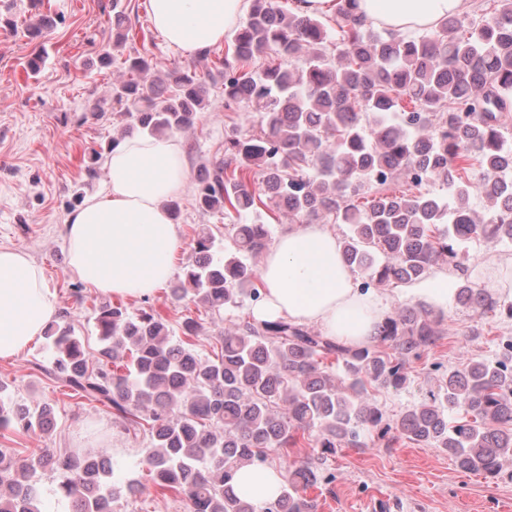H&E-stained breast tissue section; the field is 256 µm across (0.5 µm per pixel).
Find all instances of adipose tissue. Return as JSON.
<instances>
[{
  "instance_id": "obj_1",
  "label": "adipose tissue",
  "mask_w": 512,
  "mask_h": 512,
  "mask_svg": "<svg viewBox=\"0 0 512 512\" xmlns=\"http://www.w3.org/2000/svg\"><path fill=\"white\" fill-rule=\"evenodd\" d=\"M251 0H146L164 42L192 56L223 42ZM466 0H358L363 18L403 32L435 26L463 13ZM107 190L90 196L65 222L72 276L106 295L144 298L173 276L180 227L166 203L185 192L180 144L136 137L118 143L104 162ZM258 320L285 318L318 325L324 336L351 345L367 341L387 306L359 288L335 234L304 224L279 236L260 272ZM57 302L40 269L19 249L0 248V358L20 355L55 317ZM282 471L242 468L239 493L256 505L274 500Z\"/></svg>"
}]
</instances>
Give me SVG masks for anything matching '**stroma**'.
Wrapping results in <instances>:
<instances>
[{"mask_svg": "<svg viewBox=\"0 0 512 512\" xmlns=\"http://www.w3.org/2000/svg\"><path fill=\"white\" fill-rule=\"evenodd\" d=\"M133 23L131 37L121 47L112 42V0H0V246L27 252L41 269L46 285L57 300V323L74 325L77 335L93 329V305L104 297L90 286L80 285L68 270L66 215L98 193L105 177L103 155L112 146L126 118L109 98L114 74L126 59H148L156 77L166 78L176 69H209L223 56L225 44L210 49L209 56L183 55L166 45L154 30L145 0H124ZM54 20L44 39L24 36L25 26L41 16ZM112 54L111 66H101L103 50ZM43 56L40 71L29 61ZM241 111L224 107V79L215 76L208 85V104L195 126L180 134L188 175L200 165L224 158V130L242 123ZM197 190L188 187L179 195L176 218L181 226L177 267L193 261L194 237L206 227L223 239L228 218L224 213L201 210ZM431 279L447 280L450 288L469 282L488 286L495 295L512 289V245L487 244L477 238L466 243L456 265L439 264ZM129 312L153 310L173 329L186 317L202 325L194 343L201 355L212 350L214 338L231 321L252 315L254 303L212 318L192 299L172 300L168 288L151 298H128ZM449 335L420 357L410 358L409 381L397 391L382 390L375 399L389 419H397L433 390L438 375L461 366L468 359H494L500 340L512 330L500 313L476 317L465 309H444ZM479 336H471L472 328ZM52 358L42 340L19 357L0 359V382L12 399L39 400L54 409L53 428L33 435L0 434V451L24 459L40 450L107 447L113 464V480L125 484L140 479L135 494H123L112 512H189L186 496L161 493L146 478L141 461L151 445L148 432L130 435L123 423L99 403L75 395L50 374ZM312 464L320 475L307 494L317 502V512H512V474L492 478L461 472L453 459L436 449L404 440L392 446L370 440L365 448H340L329 454L314 442L273 456L269 467L281 471Z\"/></svg>", "mask_w": 512, "mask_h": 512, "instance_id": "1", "label": "stroma"}]
</instances>
